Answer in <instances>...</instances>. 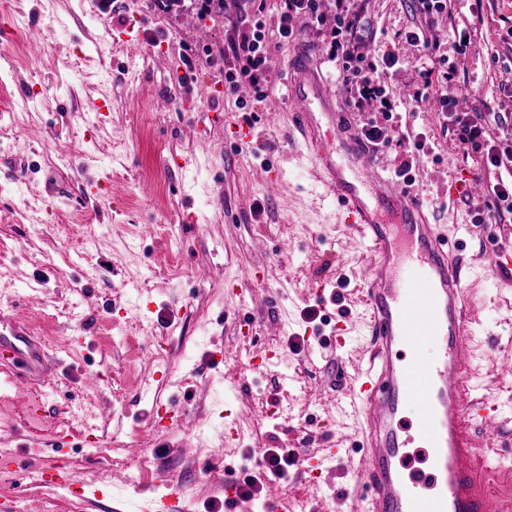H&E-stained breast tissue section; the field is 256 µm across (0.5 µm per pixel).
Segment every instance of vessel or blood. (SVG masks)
<instances>
[{
  "mask_svg": "<svg viewBox=\"0 0 512 512\" xmlns=\"http://www.w3.org/2000/svg\"><path fill=\"white\" fill-rule=\"evenodd\" d=\"M287 99L323 184L366 246L362 293L372 348L347 395L351 412L366 424L353 507L512 512V498L490 499L485 451L468 427L473 418L483 429H496L501 414L468 401L467 350L475 330L465 316V284L448 236L428 222L413 185L396 183L335 110L307 51L292 54ZM325 127L332 141L322 139ZM0 360L9 364L6 382L16 391L55 369L34 337L17 329L0 336ZM408 408L416 411L411 425L404 417ZM416 446L424 450L423 474L411 468L409 450ZM347 454L344 448L320 449L305 458V469L330 471ZM31 472L41 482L73 483L63 466L46 457Z\"/></svg>",
  "mask_w": 512,
  "mask_h": 512,
  "instance_id": "vessel-or-blood-1",
  "label": "vessel or blood"
}]
</instances>
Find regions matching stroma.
I'll return each mask as SVG.
<instances>
[{"mask_svg": "<svg viewBox=\"0 0 512 512\" xmlns=\"http://www.w3.org/2000/svg\"><path fill=\"white\" fill-rule=\"evenodd\" d=\"M359 5L376 32L362 52L399 58L383 76L399 102L376 158L391 172L411 152L424 159L411 174L430 222L458 242L479 330L471 397L501 408L496 432L471 431L512 472V287L494 266L498 250L512 249V223L480 231L475 218L499 203L466 191L499 173L448 129L444 84L420 105L402 99L422 72L454 69L457 111L481 113L494 139H512V0H448L434 16L418 0ZM242 12L264 23L267 93L279 110L239 109L254 96L249 85L223 91L235 31L194 0L170 10L156 0H0V92L22 99L0 117V333L24 326L63 361L28 391L0 389V512H154L171 482L186 512H222L226 482L261 476L268 448L294 460L279 481L284 512H350L356 465L312 480L303 457L360 440L345 404L370 339L338 349L333 330L364 315V244L283 102L298 48L320 58L343 99L327 57L336 16L298 18L284 40L279 0L260 13L244 0ZM415 25L440 34L432 54L406 41ZM110 28L132 37L108 40ZM210 85L220 96H207ZM267 166L278 191L266 188ZM233 285L241 295H228ZM269 348L279 364L259 366ZM89 375L96 385L84 386ZM160 405L187 412L194 427L157 430ZM228 424L238 432L231 445ZM116 443L132 455L113 452ZM39 452L60 459L83 492L26 477ZM214 455L224 469L204 468Z\"/></svg>", "mask_w": 512, "mask_h": 512, "instance_id": "stroma-1", "label": "stroma"}]
</instances>
